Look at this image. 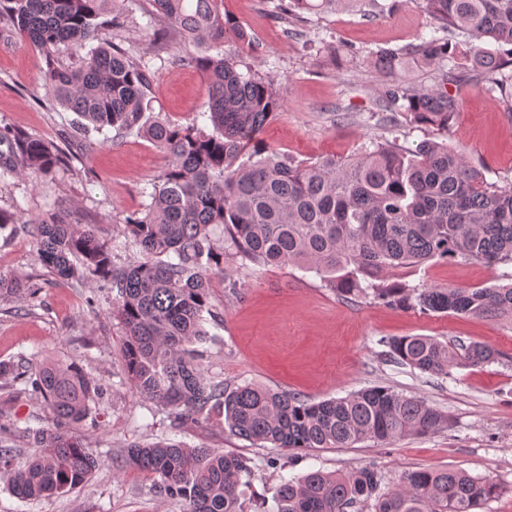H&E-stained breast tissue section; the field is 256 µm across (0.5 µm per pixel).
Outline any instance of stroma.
I'll list each match as a JSON object with an SVG mask.
<instances>
[{"mask_svg": "<svg viewBox=\"0 0 512 512\" xmlns=\"http://www.w3.org/2000/svg\"><path fill=\"white\" fill-rule=\"evenodd\" d=\"M368 10L348 0L336 11L310 16L293 26L275 18L267 0H219L222 13L246 29L256 50L234 40L225 56L243 60L274 79L282 107L260 139L284 157L314 161L346 157L369 140H397L412 147L424 140L448 141L463 149L488 181L512 185V103L491 91L487 76L449 83L459 113L449 130L418 125L387 108L385 77L371 56L415 42L431 21L416 0H380ZM149 0H134L120 29L104 28L109 40L126 38L127 48L148 59L153 79L148 100L153 115L183 126H205L209 88L199 71L171 64L175 34L158 35L146 24ZM43 55L20 36L0 30V127H11L61 143L76 115L42 107L49 94L40 83ZM91 147L73 142L71 167L34 179L19 176L0 185V208L21 205V223L0 229V273L21 275L34 298L0 299V362L14 372L0 378V446L32 452L17 430L54 425L51 408L27 389L45 364L76 363L102 388L87 418L77 424L101 467L80 487L48 499L21 500L0 474V512H184L181 502L161 497L154 475L129 465L132 442L168 438L189 446L218 448L246 457L252 476L245 512H271L275 488L309 472L345 473L368 467L383 487L401 483L418 469L453 468L486 477L503 492L482 512H512V323L449 313H423L386 306L372 297L342 295L315 272L295 265L257 267L226 261L210 280L201 363L207 376L234 387L258 383L320 401L383 385L424 398L448 417L435 433L392 442L366 440L350 448H317L292 458L285 448H252L216 423H179L172 411L142 398L124 364V327L115 311L116 293L94 278L62 282L37 258L25 221L48 211L77 210L83 223L114 244L113 260L125 267L137 248H121L126 218L140 211L142 194L167 162L144 136L91 134ZM387 281L411 287H485L512 280V264L433 260L399 268ZM431 336L445 343L480 342L497 352L493 362L432 377L388 358L387 340Z\"/></svg>", "mask_w": 512, "mask_h": 512, "instance_id": "35a3bbf8", "label": "stroma"}]
</instances>
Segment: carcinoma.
<instances>
[{"label": "carcinoma", "instance_id": "1", "mask_svg": "<svg viewBox=\"0 0 512 512\" xmlns=\"http://www.w3.org/2000/svg\"><path fill=\"white\" fill-rule=\"evenodd\" d=\"M125 0H0L4 26L46 54L42 85L74 112V132L144 133L169 156L153 179L150 202L126 219L124 234L142 259L130 268L112 265V248L74 211L51 212L31 230L41 262L61 281L88 274L117 290V313L126 334L127 376L145 399L182 420H216L255 448H351L364 440L393 441L448 427V416L420 397L377 385L318 402L261 384L226 387L206 377L197 345L208 333V291L224 260L257 267L298 264L312 269L345 295L372 294L399 309L454 313L512 323V284L482 288H405L380 283L387 270L431 260L492 266L512 263V186L487 180L466 154L446 143L404 147L371 140L351 158L295 162L258 139L282 106L275 81L224 56L227 37L254 48L253 38L226 18L217 0H150V21L178 32L182 46L171 63L199 69L209 82L213 131L151 118L146 100L147 64L100 38L98 19L112 13L122 27ZM339 0H288L276 17L303 21L336 9ZM448 37L420 34L404 48L385 49L374 66L393 80L384 89L392 106L403 100L422 124L448 129L457 115L444 86L472 73L490 74L512 97L509 60L483 46L491 41L512 54V0H418ZM465 37L464 42L457 38ZM205 45L198 55L190 46ZM77 57L55 59L60 48ZM436 69L425 89L395 80L407 60ZM0 183L20 173L42 177L67 161L65 151L28 132H0ZM224 227V245L212 237ZM34 295L19 275L0 276V297ZM393 362L435 377L460 367H481L495 351L480 342L443 343L429 336L387 341ZM32 391L53 410V428H25L36 448L18 468L12 448H0V473L12 474L21 499L49 497L84 484L101 458L65 427L77 425L98 402L100 386L74 363L44 367ZM130 461L157 477L161 496L186 512H245L240 487L251 468L236 454L190 447L170 439L127 447ZM364 468L349 473L315 471L282 482L273 512H349L374 500V512H478L500 494L485 477L450 469L408 473L381 488Z\"/></svg>", "mask_w": 512, "mask_h": 512}]
</instances>
